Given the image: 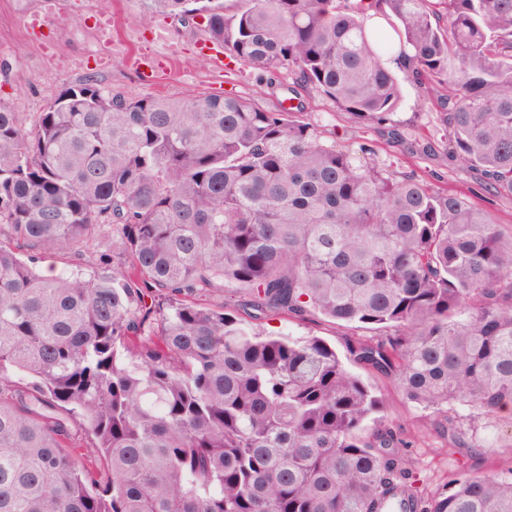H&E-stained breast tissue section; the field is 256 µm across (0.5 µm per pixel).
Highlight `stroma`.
<instances>
[{"label":"stroma","instance_id":"35a3bbf8","mask_svg":"<svg viewBox=\"0 0 512 512\" xmlns=\"http://www.w3.org/2000/svg\"><path fill=\"white\" fill-rule=\"evenodd\" d=\"M103 11L111 15L112 40L121 46L107 58L95 27ZM89 76L130 98L237 95L261 99L272 110L287 98L291 81L287 70L262 76L227 57L223 46L209 39L200 16L186 25L161 14L146 20L139 0H63L61 10L49 16L43 0H0V103L31 121L64 89ZM401 85V103L385 123L355 124L315 92L304 118L325 140L354 151L367 146L387 172L464 195L497 223L512 227V199L491 192L479 171L449 157L432 94L410 78H402ZM263 326L295 337H319L343 358L347 344L362 335L313 313L301 319L274 313ZM365 379L387 402L384 425L409 440L405 455L425 497L464 472L512 469V425L507 421L477 412L460 420L453 406L427 410L410 402L394 380L372 373ZM427 416L451 422L466 447H449L446 439L425 431L421 423ZM472 443L482 446L481 454H470Z\"/></svg>","mask_w":512,"mask_h":512}]
</instances>
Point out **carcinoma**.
<instances>
[{
  "label": "carcinoma",
  "instance_id": "carcinoma-1",
  "mask_svg": "<svg viewBox=\"0 0 512 512\" xmlns=\"http://www.w3.org/2000/svg\"><path fill=\"white\" fill-rule=\"evenodd\" d=\"M203 14L211 41L262 74L288 68L358 124L435 94L448 154L512 198V0H140ZM306 104L127 98L85 78L33 125L0 104V512H512V469L429 501L409 441L318 337L267 334L273 311L379 332L353 362L411 402L512 409V228L457 193L327 142ZM103 224L118 249L46 276ZM228 304L177 301L213 287ZM169 303L141 313L146 292ZM85 435L77 464L71 426ZM449 445L468 448L426 420Z\"/></svg>",
  "mask_w": 512,
  "mask_h": 512
}]
</instances>
